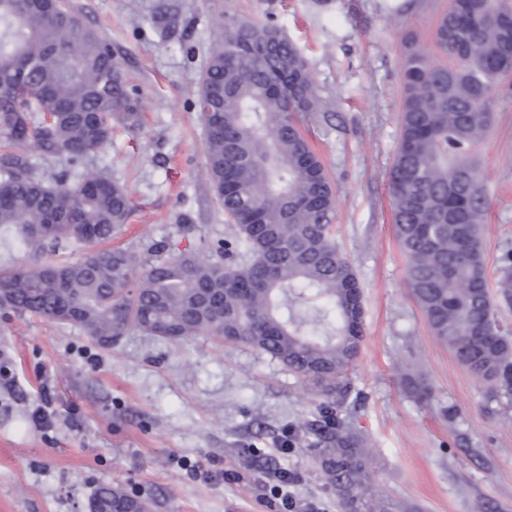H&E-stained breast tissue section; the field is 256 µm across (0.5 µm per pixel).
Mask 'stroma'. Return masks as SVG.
<instances>
[{
  "instance_id": "35a3bbf8",
  "label": "stroma",
  "mask_w": 512,
  "mask_h": 512,
  "mask_svg": "<svg viewBox=\"0 0 512 512\" xmlns=\"http://www.w3.org/2000/svg\"><path fill=\"white\" fill-rule=\"evenodd\" d=\"M106 38L142 112L84 165L125 186L116 245L163 242L198 257L234 232L204 175L198 90L224 17L277 27L314 76L321 111L301 127L336 196V242L361 286L364 335L349 372L365 401L343 410L374 448L391 496L423 512H512V406L431 335L406 284L388 184L397 152L404 43L430 44L448 0H69ZM474 162L490 200V281L512 249V77ZM431 387L419 401L403 385ZM316 389L266 354L213 336L132 333L94 344L76 325L0 311V512H86L121 484L153 512H270L269 471L298 473L296 499L339 512L305 424Z\"/></svg>"
}]
</instances>
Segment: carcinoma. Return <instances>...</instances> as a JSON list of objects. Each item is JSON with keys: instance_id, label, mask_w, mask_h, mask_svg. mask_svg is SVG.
<instances>
[{"instance_id": "obj_1", "label": "carcinoma", "mask_w": 512, "mask_h": 512, "mask_svg": "<svg viewBox=\"0 0 512 512\" xmlns=\"http://www.w3.org/2000/svg\"><path fill=\"white\" fill-rule=\"evenodd\" d=\"M65 0H0V228L32 250L79 246L75 260L0 268L14 311L80 326L93 340L143 332L182 341L221 336L257 349L324 397L308 444L342 512H420L376 484L374 454L341 414L363 336L360 285L334 237L335 193L300 127L321 100L304 57L271 25L227 17L217 26L198 107L206 174L235 224L215 261L155 244L151 260L105 247L133 203L112 176L84 169L48 180L29 157L76 165L139 127L109 42L69 30ZM436 60L404 44L401 138L390 172L393 223L406 280L432 335L512 401V251L490 290L481 224L489 201L472 154L492 100L512 73V0H449L435 29ZM276 53L271 66L262 55ZM95 495L123 512L146 499L118 484Z\"/></svg>"}]
</instances>
